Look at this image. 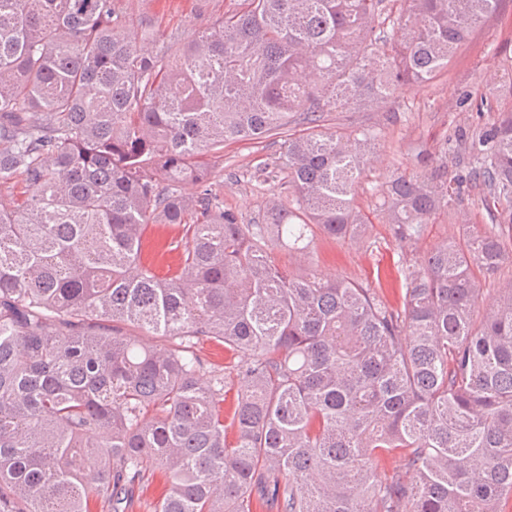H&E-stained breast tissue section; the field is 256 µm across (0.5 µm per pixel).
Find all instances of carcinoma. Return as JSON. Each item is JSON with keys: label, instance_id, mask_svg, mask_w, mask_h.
I'll use <instances>...</instances> for the list:
<instances>
[{"label": "carcinoma", "instance_id": "1", "mask_svg": "<svg viewBox=\"0 0 512 512\" xmlns=\"http://www.w3.org/2000/svg\"><path fill=\"white\" fill-rule=\"evenodd\" d=\"M230 0L166 35L124 0H0V512H512V109L377 202L417 244L482 188L492 224L403 258L393 309L275 250L363 237L379 133L324 126L444 71L500 0ZM272 136L249 223L213 190L224 146ZM189 185L192 191L182 192ZM174 225L159 277L146 234ZM224 345L235 377L198 346ZM237 387L230 420L224 401ZM233 429V439L227 438ZM401 467L380 476L378 462ZM512 274L511 266L505 268L500 274L491 277L480 276L481 279V297L480 307L481 309L488 307L496 297L498 288H501L509 279Z\"/></svg>", "mask_w": 512, "mask_h": 512}]
</instances>
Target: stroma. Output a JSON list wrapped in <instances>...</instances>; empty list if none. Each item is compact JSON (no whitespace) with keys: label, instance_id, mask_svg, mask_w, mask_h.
Returning <instances> with one entry per match:
<instances>
[{"label":"stroma","instance_id":"obj_1","mask_svg":"<svg viewBox=\"0 0 512 512\" xmlns=\"http://www.w3.org/2000/svg\"><path fill=\"white\" fill-rule=\"evenodd\" d=\"M194 0H128L134 17L145 16L162 30L179 36L189 35L195 24ZM512 0H503L499 10L483 18L472 29L466 42L455 52L448 70L434 83L399 91L389 102L374 105L368 112H335L331 123L348 130L381 129L374 152L368 160L366 175L356 200L368 217L367 239L357 245L317 236L311 250L317 259V272L325 278L340 277L377 289L391 307H399L405 283L401 274L403 249L384 224L376 201L391 176L397 172L418 171L420 151L436 147L444 135L471 132L477 125L473 107L463 103L465 92L481 94L484 74L497 72L501 83H512ZM281 138L243 141L224 149V176L217 191L225 207L239 212L245 220L261 215L275 192L272 185L261 184L251 176L254 166L272 153L280 152ZM487 212L477 204V192L463 186L454 214L440 216L430 225L418 252L431 250L443 237H463L470 230L489 224Z\"/></svg>","mask_w":512,"mask_h":512}]
</instances>
